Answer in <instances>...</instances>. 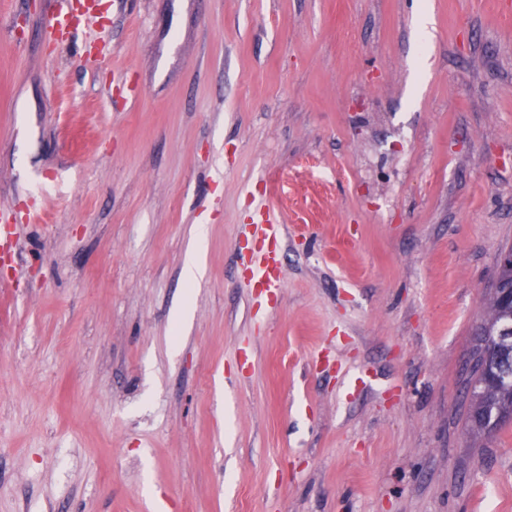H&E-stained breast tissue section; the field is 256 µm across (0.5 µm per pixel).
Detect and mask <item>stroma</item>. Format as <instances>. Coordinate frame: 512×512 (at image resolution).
<instances>
[{
  "mask_svg": "<svg viewBox=\"0 0 512 512\" xmlns=\"http://www.w3.org/2000/svg\"><path fill=\"white\" fill-rule=\"evenodd\" d=\"M54 8L0 0V512H512V422L466 424L512 0H99L82 48ZM260 223L253 225V236L257 244L243 256V261L252 272L254 284L246 288H259L252 293L253 301L260 297H270L283 288L281 269L282 226L275 224L267 208H260Z\"/></svg>",
  "mask_w": 512,
  "mask_h": 512,
  "instance_id": "35a3bbf8",
  "label": "stroma"
}]
</instances>
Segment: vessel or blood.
<instances>
[{"label":"vessel or blood","mask_w":512,"mask_h":512,"mask_svg":"<svg viewBox=\"0 0 512 512\" xmlns=\"http://www.w3.org/2000/svg\"><path fill=\"white\" fill-rule=\"evenodd\" d=\"M84 16V10L75 5L74 0H60V6L50 20V27L75 40L83 28ZM281 232V225L274 223L269 210L261 209L260 222L253 230L256 244L244 254L243 260L251 270L254 285L262 297L273 296L283 287Z\"/></svg>","instance_id":"obj_1"}]
</instances>
